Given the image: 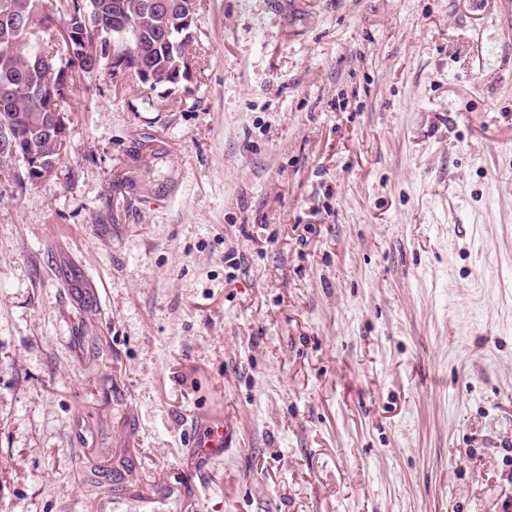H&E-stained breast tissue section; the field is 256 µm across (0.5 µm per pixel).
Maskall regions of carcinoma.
Listing matches in <instances>:
<instances>
[{
	"label": "carcinoma",
	"mask_w": 512,
	"mask_h": 512,
	"mask_svg": "<svg viewBox=\"0 0 512 512\" xmlns=\"http://www.w3.org/2000/svg\"><path fill=\"white\" fill-rule=\"evenodd\" d=\"M154 8L155 0H58L57 12L45 14L41 0H0V93L6 86L13 89L12 106L0 109V143L15 148L22 160L30 157L15 185L51 175L60 162L53 144L54 114L64 110L69 93L50 103L36 90L59 81L63 68L83 75L104 72L113 81H133L151 90L189 83L174 47L187 33L182 16L174 11L161 26ZM21 15L34 17L39 33H25L12 23ZM59 20L74 25L82 37L101 41L98 63H88L74 39H41L40 33ZM38 56L46 64L23 67Z\"/></svg>",
	"instance_id": "carcinoma-1"
}]
</instances>
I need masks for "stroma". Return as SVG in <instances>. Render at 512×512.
<instances>
[{"label": "stroma", "mask_w": 512, "mask_h": 512, "mask_svg": "<svg viewBox=\"0 0 512 512\" xmlns=\"http://www.w3.org/2000/svg\"><path fill=\"white\" fill-rule=\"evenodd\" d=\"M199 2L0 161V512H512L499 0ZM224 422L209 421L196 436L192 448H195L194 459L205 463L213 457L224 454Z\"/></svg>", "instance_id": "35a3bbf8"}]
</instances>
